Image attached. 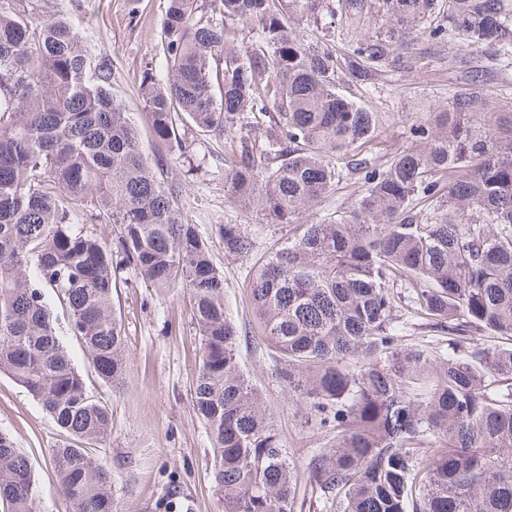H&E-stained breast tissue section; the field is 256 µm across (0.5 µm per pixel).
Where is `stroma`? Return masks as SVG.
<instances>
[{
	"instance_id": "stroma-1",
	"label": "stroma",
	"mask_w": 512,
	"mask_h": 512,
	"mask_svg": "<svg viewBox=\"0 0 512 512\" xmlns=\"http://www.w3.org/2000/svg\"><path fill=\"white\" fill-rule=\"evenodd\" d=\"M164 0H87L79 30L96 57L112 68L111 92L137 124L145 151L163 161V177L175 184L177 205L207 240L216 265L224 272V301L241 331L240 362L261 391L280 437L299 473H306L316 449L325 447L324 433L307 424L302 407L290 400L276 380L271 362L255 350V324L243 288L247 264L226 256L215 227L240 224L256 240V255L285 239V224H262L224 196V139L186 132L185 155L170 153L150 131L138 94L144 63L158 58V34ZM310 38L344 49L360 39H373L387 28L375 11L337 17L334 27L305 21ZM456 38L431 46L413 41L403 49L404 69L383 73L375 85L343 79L342 94L374 112L383 124L371 161L389 164L395 152L409 146V129L424 121L449 95L463 90L465 77L449 61ZM115 304L122 312L127 340V367L116 386L95 376L76 339L68 346L89 391L112 411V432L102 446L114 478L117 512H223L210 481L212 448L209 433L197 417L192 384L198 369L199 339L191 321L186 290L161 291L125 270ZM29 456L35 474V512H69L50 464L52 448L62 440L42 406L9 375L0 373V433Z\"/></svg>"
}]
</instances>
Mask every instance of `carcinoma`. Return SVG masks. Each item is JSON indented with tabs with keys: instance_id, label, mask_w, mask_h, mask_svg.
Here are the masks:
<instances>
[{
	"instance_id": "cac0c4a2",
	"label": "carcinoma",
	"mask_w": 512,
	"mask_h": 512,
	"mask_svg": "<svg viewBox=\"0 0 512 512\" xmlns=\"http://www.w3.org/2000/svg\"><path fill=\"white\" fill-rule=\"evenodd\" d=\"M161 65L139 93L154 136L222 135L227 200L286 238L244 283L275 375L329 437L299 477L237 353L224 273L176 205L158 161L110 92L69 12L0 0V372L67 439L102 442L109 407L89 393L59 332L105 384L126 370L112 302L123 266L184 288L199 335L192 401L212 440L224 512H512V112L487 107L469 52L512 56L508 0H375L388 28L338 54L305 18L364 0H166ZM460 39L471 88L410 128L384 168L365 153L382 116L341 95L403 59L406 40ZM357 174L346 208L305 214ZM120 227L112 244L79 217ZM224 254L256 250L221 224ZM430 340L402 343L408 324ZM51 465L71 512H116L112 468L61 444ZM29 458L0 434V512H34Z\"/></svg>"
}]
</instances>
